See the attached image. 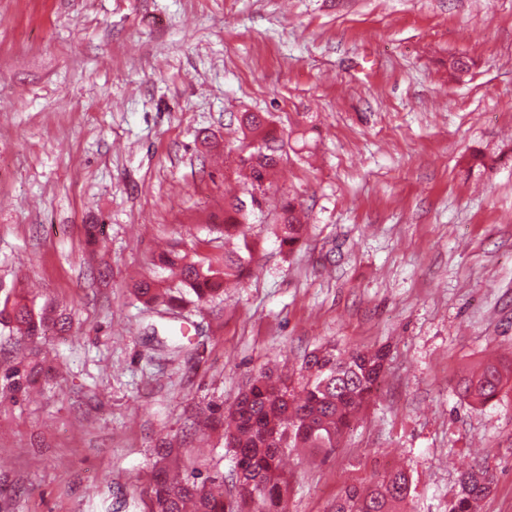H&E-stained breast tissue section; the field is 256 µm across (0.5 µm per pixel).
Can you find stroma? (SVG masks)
Masks as SVG:
<instances>
[{"label": "stroma", "instance_id": "obj_1", "mask_svg": "<svg viewBox=\"0 0 512 512\" xmlns=\"http://www.w3.org/2000/svg\"><path fill=\"white\" fill-rule=\"evenodd\" d=\"M468 61L457 82L448 60ZM314 123L250 211L253 274L182 311L186 352L133 284L249 200L239 117ZM496 157L471 169L474 152ZM302 247H279L284 197ZM101 242L86 244V225ZM64 313L69 335H12L47 383L0 400V512H109L145 496L159 442L230 474L205 427L250 378L292 375L321 344L388 353L328 453L290 454L288 512L401 469V512H448L460 472L496 475L478 512H512V382L473 409L462 371L512 358V0H0V290Z\"/></svg>", "mask_w": 512, "mask_h": 512}]
</instances>
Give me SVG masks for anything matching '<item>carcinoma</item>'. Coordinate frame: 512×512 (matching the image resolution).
<instances>
[{
  "label": "carcinoma",
  "mask_w": 512,
  "mask_h": 512,
  "mask_svg": "<svg viewBox=\"0 0 512 512\" xmlns=\"http://www.w3.org/2000/svg\"><path fill=\"white\" fill-rule=\"evenodd\" d=\"M251 202L260 203L267 182L282 158V144L273 121L247 112L241 120ZM224 238L240 237L243 249L226 251L214 261L193 259L180 244L160 253L156 263L174 270L180 287L161 288L141 280L132 293L143 305L163 307L171 317L194 298L204 302L224 292V282L251 273V247L247 240L248 214L239 198L224 202ZM280 246L293 249L307 235L293 201H287L274 224ZM0 325L30 339L56 329H70L65 316L49 318L20 291L0 299ZM386 353L353 351L337 354L317 349L306 356L300 380L282 378L271 371L257 374L230 412L224 429V447L235 459L234 486L240 489L236 506L224 502V475L201 477L182 460L176 448H167L152 470L146 489L147 512H287L288 479L281 469L282 457L299 449L325 452L339 443L356 415L369 402L382 374ZM41 366L26 358L0 373V380L15 399L39 382ZM512 379V363L484 360L462 372L457 381L459 396L472 406L494 401L504 381ZM495 476L486 467L472 468L459 478V490L448 512H472L473 504L488 495ZM411 491L403 470L386 473L367 488L349 487L336 499L331 512H398Z\"/></svg>",
  "instance_id": "obj_1"
}]
</instances>
